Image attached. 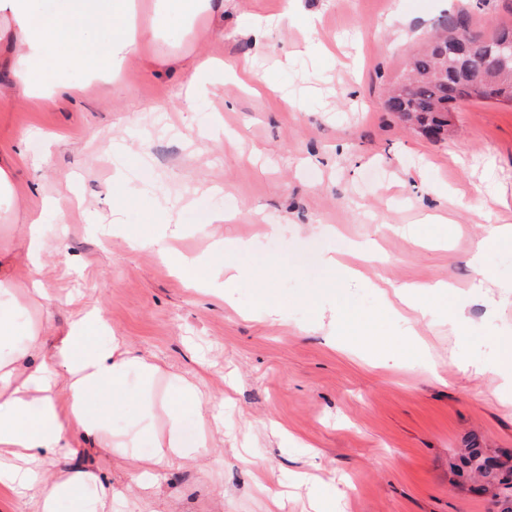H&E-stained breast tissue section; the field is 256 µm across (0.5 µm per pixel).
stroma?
Wrapping results in <instances>:
<instances>
[{
    "instance_id": "stroma-1",
    "label": "stroma",
    "mask_w": 512,
    "mask_h": 512,
    "mask_svg": "<svg viewBox=\"0 0 512 512\" xmlns=\"http://www.w3.org/2000/svg\"><path fill=\"white\" fill-rule=\"evenodd\" d=\"M317 15L271 29L261 49L234 31L246 14L276 16L286 0H225L224 31L198 42L147 44L126 62L120 87L92 86L58 106L0 97V155L14 162L0 203V246L20 251L41 210L48 251L40 273L52 304L31 310L46 332L80 307H98L116 335L166 370L193 379L203 400L225 396L216 466L162 472L170 512H270L244 457L265 467L282 512H312L297 474L323 480L336 512H500L452 471L470 444L512 449V400L500 379L451 365L449 355L493 361L512 334V247L482 261L496 286L474 289L471 255L490 220L512 223V105L469 100L445 135L431 138L384 107L407 57L447 15L488 31L512 20V0H302ZM202 50L250 58L272 89L234 84L185 101L163 62ZM120 195H111L115 170ZM447 240L431 215L443 196ZM237 213L211 227L214 209ZM181 224L178 246L224 265L251 267L231 288L184 287L157 246L97 228ZM246 240L248 252L232 244ZM358 269L333 272L326 257ZM447 283L465 307V333L445 314L415 312L385 292ZM349 307L358 321L316 327L321 310ZM383 336L407 355L366 345ZM72 465L121 486L128 465L96 448ZM224 505H215L216 485Z\"/></svg>"
}]
</instances>
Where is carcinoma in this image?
Returning <instances> with one entry per match:
<instances>
[{"mask_svg":"<svg viewBox=\"0 0 512 512\" xmlns=\"http://www.w3.org/2000/svg\"><path fill=\"white\" fill-rule=\"evenodd\" d=\"M469 35L475 54L480 56L498 44H512V24H497L488 34L474 33L463 13L448 16L443 32L434 40L443 44ZM478 81L490 84L512 99V62L494 71L474 73L455 66L448 58H438L433 46L425 44L413 53L405 64L397 82L404 92L389 94L386 103L391 112H414L423 127L439 131L448 126V114L459 109L461 86ZM462 461L471 472L480 477V490L486 492L498 485L512 484V454L490 455L482 448L469 447Z\"/></svg>","mask_w":512,"mask_h":512,"instance_id":"cac0c4a2","label":"carcinoma"}]
</instances>
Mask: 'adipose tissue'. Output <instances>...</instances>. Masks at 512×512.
<instances>
[{"instance_id": "adipose-tissue-1", "label": "adipose tissue", "mask_w": 512, "mask_h": 512, "mask_svg": "<svg viewBox=\"0 0 512 512\" xmlns=\"http://www.w3.org/2000/svg\"><path fill=\"white\" fill-rule=\"evenodd\" d=\"M136 11L135 0H0V89L54 106L72 97L71 72L112 86L142 43L198 23L207 32L224 26V0H156L146 27ZM169 63L185 76L191 99L227 75L202 55L178 54ZM45 250L35 217L22 252L0 254V485L14 494L17 512H58L63 503L71 512H111L115 491L96 472L50 467L75 453L83 438L130 463L122 494L151 512L162 493L159 473L209 459L224 416L200 413L197 437L187 442L182 416L201 402L197 385L135 354L121 337L99 340L110 326L96 309H79L50 338L40 325L19 324L21 299L51 303L39 279ZM170 258L189 286L229 285L223 265L176 252ZM20 264L28 271L22 281L14 274ZM398 293L421 310H445L452 325L466 320L463 309L451 306L454 292L446 285H405ZM145 440L153 453L135 455Z\"/></svg>"}]
</instances>
